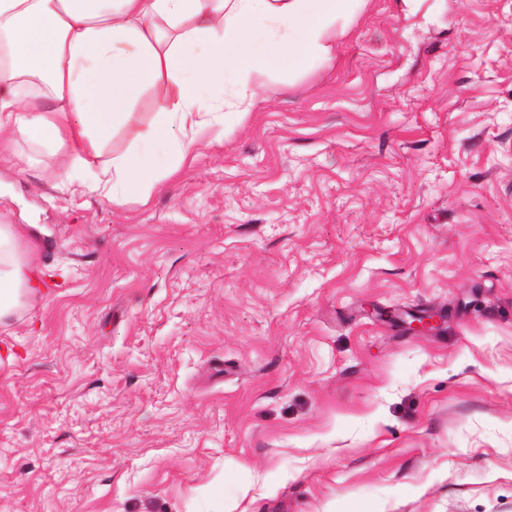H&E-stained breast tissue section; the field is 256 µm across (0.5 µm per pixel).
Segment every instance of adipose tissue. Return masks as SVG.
<instances>
[{
  "label": "adipose tissue",
  "mask_w": 512,
  "mask_h": 512,
  "mask_svg": "<svg viewBox=\"0 0 512 512\" xmlns=\"http://www.w3.org/2000/svg\"><path fill=\"white\" fill-rule=\"evenodd\" d=\"M366 0H0V161L18 141L50 144L51 172L115 206L147 203L205 133L250 111L276 72L332 57L331 39ZM268 48L255 45L258 31ZM158 111L125 151L104 157L147 89ZM34 241L0 224V320L39 287Z\"/></svg>",
  "instance_id": "1"
}]
</instances>
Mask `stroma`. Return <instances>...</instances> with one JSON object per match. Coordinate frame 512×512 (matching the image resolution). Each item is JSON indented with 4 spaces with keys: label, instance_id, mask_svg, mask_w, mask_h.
<instances>
[{
    "label": "stroma",
    "instance_id": "35a3bbf8",
    "mask_svg": "<svg viewBox=\"0 0 512 512\" xmlns=\"http://www.w3.org/2000/svg\"><path fill=\"white\" fill-rule=\"evenodd\" d=\"M16 149L0 512H512V0H368L144 205ZM36 247L15 224H0V320L12 314L28 291L40 286L42 272L32 260Z\"/></svg>",
    "mask_w": 512,
    "mask_h": 512
}]
</instances>
